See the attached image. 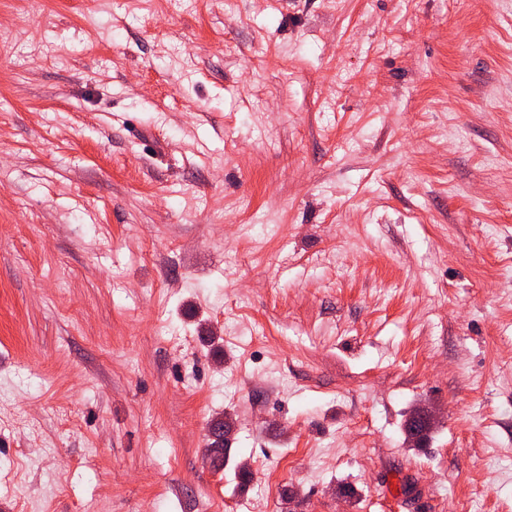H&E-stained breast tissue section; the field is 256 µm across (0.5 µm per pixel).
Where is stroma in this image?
I'll use <instances>...</instances> for the list:
<instances>
[{
	"label": "stroma",
	"instance_id": "obj_1",
	"mask_svg": "<svg viewBox=\"0 0 512 512\" xmlns=\"http://www.w3.org/2000/svg\"><path fill=\"white\" fill-rule=\"evenodd\" d=\"M467 497L512 512V0H0V512Z\"/></svg>",
	"mask_w": 512,
	"mask_h": 512
}]
</instances>
